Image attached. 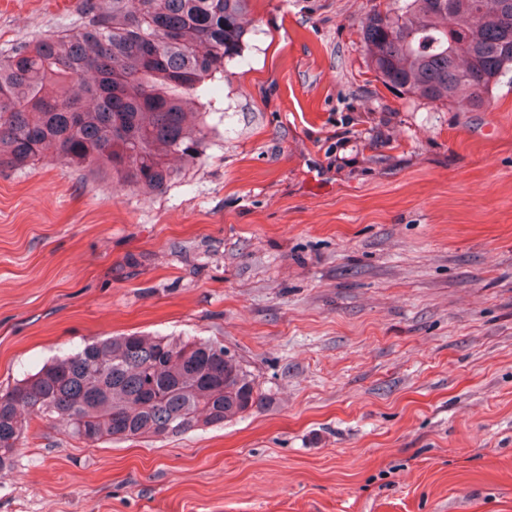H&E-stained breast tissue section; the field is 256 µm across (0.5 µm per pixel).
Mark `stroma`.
<instances>
[{"label":"stroma","instance_id":"35a3bbf8","mask_svg":"<svg viewBox=\"0 0 512 512\" xmlns=\"http://www.w3.org/2000/svg\"><path fill=\"white\" fill-rule=\"evenodd\" d=\"M9 0L0 52L78 32ZM394 0H252L162 193L0 170V389L103 336L219 341L261 408L167 438L37 425L0 512H512V71L489 108L385 87Z\"/></svg>","mask_w":512,"mask_h":512}]
</instances>
